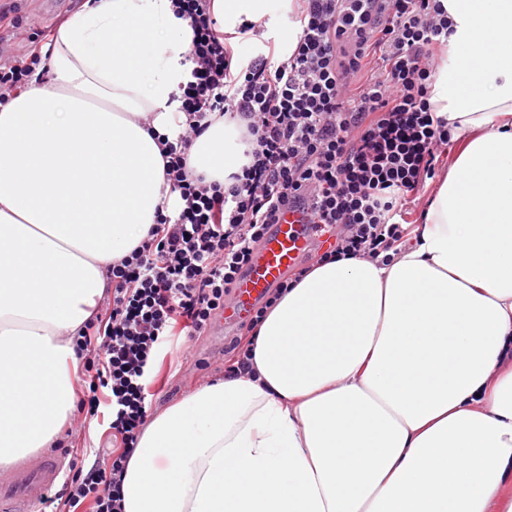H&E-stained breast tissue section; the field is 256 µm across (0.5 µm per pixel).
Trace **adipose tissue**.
I'll list each match as a JSON object with an SVG mask.
<instances>
[{"instance_id": "ef3b65f1", "label": "adipose tissue", "mask_w": 512, "mask_h": 512, "mask_svg": "<svg viewBox=\"0 0 512 512\" xmlns=\"http://www.w3.org/2000/svg\"><path fill=\"white\" fill-rule=\"evenodd\" d=\"M431 101L461 149L394 260L323 261L232 371L148 414L122 512H512V0H444ZM270 0H214L232 32ZM192 32L173 0H83L49 81L0 101V463L75 408L79 328L107 268L172 210L160 138L186 116ZM234 123L190 150L224 182Z\"/></svg>"}]
</instances>
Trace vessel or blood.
I'll use <instances>...</instances> for the list:
<instances>
[{"label":"vessel or blood","instance_id":"vessel-or-blood-1","mask_svg":"<svg viewBox=\"0 0 512 512\" xmlns=\"http://www.w3.org/2000/svg\"><path fill=\"white\" fill-rule=\"evenodd\" d=\"M311 237L306 214L285 210L279 224L259 247L248 272L239 280L227 321H235L252 300L275 287L308 251ZM67 465V453L55 448L38 463L0 476V512H33Z\"/></svg>","mask_w":512,"mask_h":512}]
</instances>
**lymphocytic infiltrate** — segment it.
I'll use <instances>...</instances> for the list:
<instances>
[{
	"label": "lymphocytic infiltrate",
	"mask_w": 512,
	"mask_h": 512,
	"mask_svg": "<svg viewBox=\"0 0 512 512\" xmlns=\"http://www.w3.org/2000/svg\"><path fill=\"white\" fill-rule=\"evenodd\" d=\"M192 30L185 127L163 157L175 213L112 266V299L80 329L79 407L107 415L117 446L106 467L86 449L50 503L59 512H121L122 472L147 417L154 359L178 331L204 332L285 209L305 208L330 256L398 254L412 230L407 204L434 178L448 121L430 85L448 46L439 0H297L294 49L244 59L211 0H175ZM381 73L363 77L370 56ZM236 121L247 161L228 184L188 167L210 115Z\"/></svg>",
	"instance_id": "obj_1"
}]
</instances>
